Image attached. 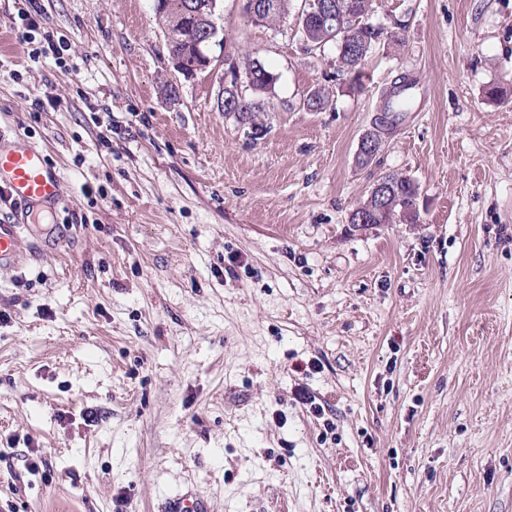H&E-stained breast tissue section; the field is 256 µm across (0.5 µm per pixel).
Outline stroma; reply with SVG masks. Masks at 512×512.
Returning <instances> with one entry per match:
<instances>
[{"label": "stroma", "mask_w": 512, "mask_h": 512, "mask_svg": "<svg viewBox=\"0 0 512 512\" xmlns=\"http://www.w3.org/2000/svg\"><path fill=\"white\" fill-rule=\"evenodd\" d=\"M19 4L0 134L44 148L64 202L0 269V512H157L179 488L212 512H512V0H374L400 38L324 112L301 99L335 46L218 0L210 54L280 75L252 124L174 70L153 0H38L27 43ZM48 33L63 62H31ZM404 74L413 111L358 164ZM387 173L418 221L351 223Z\"/></svg>", "instance_id": "stroma-1"}]
</instances>
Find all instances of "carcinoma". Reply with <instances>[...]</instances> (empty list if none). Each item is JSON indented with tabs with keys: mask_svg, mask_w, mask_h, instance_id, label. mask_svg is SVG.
I'll return each mask as SVG.
<instances>
[{
	"mask_svg": "<svg viewBox=\"0 0 512 512\" xmlns=\"http://www.w3.org/2000/svg\"><path fill=\"white\" fill-rule=\"evenodd\" d=\"M188 2L194 5L191 12L185 10ZM274 2L276 7L273 11L260 12L251 22L273 25L288 14L291 0ZM212 4L213 0H165L164 7L155 10L164 28L168 52L181 56L188 68L201 64V59L208 55L211 41L216 36ZM370 12L371 0H336V38L333 40L329 39L327 24L304 17L302 11L298 14L299 33L306 45L336 44V70L349 76L351 83L358 86L362 84V77L355 74V71L364 67V62L375 45V38L383 33L382 28L370 21ZM261 68L267 79H256L253 97L233 98L224 103L227 109L239 113L248 122L259 111L256 98L267 95L272 90L269 79L274 77V72L264 64ZM413 84L414 80L405 77L385 92L380 103L381 117L376 121L375 128L364 134V137L384 141L386 135L404 117V112L408 111L409 102L402 91ZM304 103L308 110L321 112L333 106V94L325 87L314 88L306 95ZM384 178L390 181L392 195L389 209L382 216L381 223L390 224L397 217L416 219L417 213L411 210L418 198L415 182L394 173L386 174Z\"/></svg>",
	"mask_w": 512,
	"mask_h": 512,
	"instance_id": "1",
	"label": "carcinoma"
}]
</instances>
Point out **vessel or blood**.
<instances>
[{
  "mask_svg": "<svg viewBox=\"0 0 512 512\" xmlns=\"http://www.w3.org/2000/svg\"><path fill=\"white\" fill-rule=\"evenodd\" d=\"M0 189L15 204L11 222L0 224V268L16 269L21 262V234L39 205L60 203L61 175L50 166L40 146L9 142L0 136ZM161 512H211L207 501L179 492L167 495Z\"/></svg>",
  "mask_w": 512,
  "mask_h": 512,
  "instance_id": "vessel-or-blood-1",
  "label": "vessel or blood"
}]
</instances>
